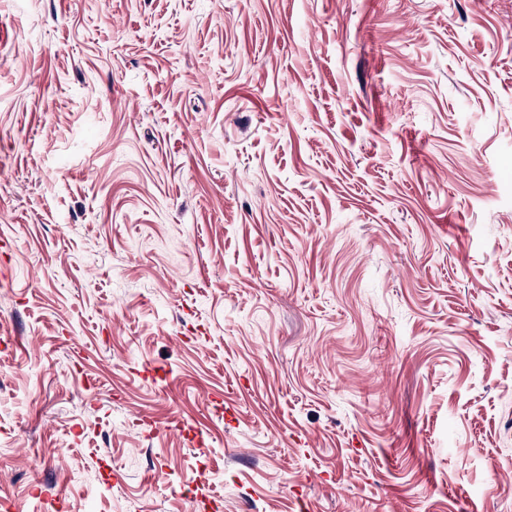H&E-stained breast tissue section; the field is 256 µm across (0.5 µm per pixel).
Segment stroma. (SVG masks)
Returning a JSON list of instances; mask_svg holds the SVG:
<instances>
[{"mask_svg":"<svg viewBox=\"0 0 512 512\" xmlns=\"http://www.w3.org/2000/svg\"><path fill=\"white\" fill-rule=\"evenodd\" d=\"M10 512H512V0H0Z\"/></svg>","mask_w":512,"mask_h":512,"instance_id":"1","label":"stroma"}]
</instances>
